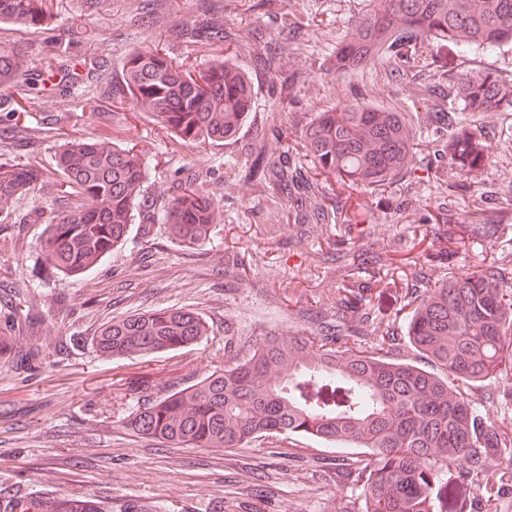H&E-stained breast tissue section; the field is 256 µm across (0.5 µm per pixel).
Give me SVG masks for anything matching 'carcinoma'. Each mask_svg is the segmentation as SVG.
Here are the masks:
<instances>
[{
    "label": "carcinoma",
    "mask_w": 512,
    "mask_h": 512,
    "mask_svg": "<svg viewBox=\"0 0 512 512\" xmlns=\"http://www.w3.org/2000/svg\"><path fill=\"white\" fill-rule=\"evenodd\" d=\"M130 23L151 31L157 44L131 52L112 82V102H128L156 121L177 144L222 145L236 137L254 111L252 75L232 59V47L252 42V65L262 67L280 40L301 34L281 22L278 32L224 24V0H199L192 21L159 25L158 6L173 13L177 0H141ZM58 0H0V24L17 30H53ZM70 46L92 41L82 17L70 21ZM222 49L193 73L166 50L169 41ZM512 42V0H372L348 38L328 55L327 71L367 66L378 57L407 64L426 47L462 56L472 47ZM109 59L75 52L70 64L36 69L23 51L0 45V87L26 93L66 94L94 82ZM275 101L288 106L300 75L266 70ZM451 135L435 139L439 158L475 181L491 145L470 117L512 112V79L491 71L466 73L442 93L423 95L426 117L446 111ZM23 111L14 98L0 100V120L17 126ZM282 148L255 151L244 178L301 207L302 224H346L343 208L328 206L319 177L334 176L351 188L379 193L414 175L417 136L402 112L344 103L320 112L295 135L312 171L289 156L288 130H272ZM444 194L471 187L434 175ZM149 170L133 149L103 140L62 143L53 172L24 165L0 167V211L35 186H48L61 202L40 240L44 263L62 280L97 267L132 224H164L170 237L193 248L212 237L218 223L213 198L186 179L156 201L145 191ZM467 224L470 234L492 236L497 224L487 204ZM367 289L349 281L338 289L341 324L334 333L309 327L292 334L230 338L224 367L176 392L147 400L122 424L134 434L176 446L246 448L259 439L302 437L325 444H352L364 455L334 460L360 488L359 503L339 502L338 512H462L460 500L482 495L483 512H497L488 462L505 464L498 482H512V432L493 426L490 414L470 405L465 388L512 363V267L495 262L438 285L403 288L397 311L405 312L411 346L434 370L395 352L392 321ZM209 322L186 308L151 309L102 323L93 337L99 355L148 357L200 342ZM23 496L0 491V512H22ZM41 512H112L88 497L38 500Z\"/></svg>",
    "instance_id": "carcinoma-1"
}]
</instances>
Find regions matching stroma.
<instances>
[{
  "mask_svg": "<svg viewBox=\"0 0 512 512\" xmlns=\"http://www.w3.org/2000/svg\"><path fill=\"white\" fill-rule=\"evenodd\" d=\"M224 4L226 26L270 29L289 16L303 22L306 35L285 44L270 62L272 69L301 77L288 109L273 107L265 73L254 72L256 110L240 135L221 146L174 144L153 120L130 106H114L106 96L107 81L118 76L125 57L152 41L150 33L128 23L127 0H113L111 10L100 14L88 13L85 0H61L52 44L40 32L0 26V44L23 49L40 64H62L68 58V20L81 14L94 35L90 49L107 52L111 60L93 91L24 99L26 113L11 145L0 148V166L49 169L63 141L106 136L144 157L149 192L168 190L176 176L192 179L220 212L206 245L186 248L169 238L164 225L138 224L99 268L67 281L41 265L44 225L37 215L56 209L53 196L41 191L0 213V319H10L21 349L40 348L33 361L0 359V489L43 499L92 495L111 502L113 512H123L130 501L160 512H334L337 501L359 495L358 487L337 482L327 467L351 455V448L314 444L296 458L284 454L295 445L288 438L231 451L169 448L133 434L122 420L144 398L186 387L222 367L225 337L292 333L332 319L347 270L327 259L331 249L388 258V277L400 288L414 259L432 283L469 274L485 259L512 262V136L506 134L512 112H486L477 119L492 142L484 189L503 216L493 238L463 239L460 219L472 209L466 194L448 202L456 222L428 223L440 202L428 147L437 132L430 128L419 139L410 187L394 185L379 201L370 191L328 180L330 199L340 204L350 196L357 202L349 212L351 229L285 223L288 202L242 179L259 131L282 122L298 128L316 113L356 101L411 116L421 111L422 92L443 70L422 50L397 82L390 80L384 58L356 71L326 74L328 53L365 14L367 0H275L269 9L250 0ZM479 70L512 79V43L472 48L445 71L453 76ZM228 156L235 166H225ZM407 190L422 200L421 209L399 210ZM447 244L454 256L439 254ZM166 307L202 313L210 336L146 358L99 356L92 338L101 323ZM467 400L488 409L495 425L512 428L511 377L486 380Z\"/></svg>",
  "mask_w": 512,
  "mask_h": 512,
  "instance_id": "35a3bbf8",
  "label": "stroma"
}]
</instances>
